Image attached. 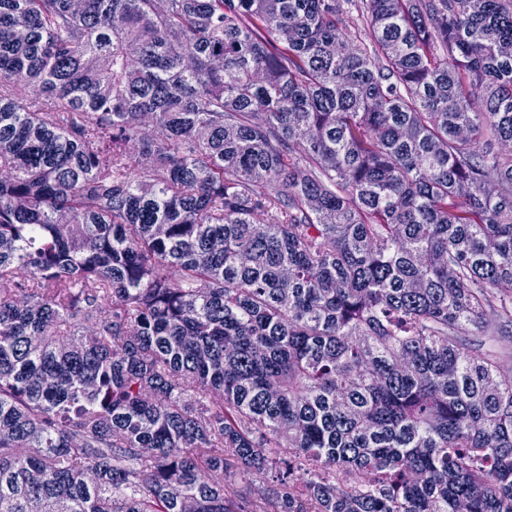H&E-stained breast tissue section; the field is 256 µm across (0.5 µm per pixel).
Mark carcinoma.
<instances>
[{
	"instance_id": "obj_1",
	"label": "carcinoma",
	"mask_w": 512,
	"mask_h": 512,
	"mask_svg": "<svg viewBox=\"0 0 512 512\" xmlns=\"http://www.w3.org/2000/svg\"><path fill=\"white\" fill-rule=\"evenodd\" d=\"M507 144L512 0H0V512H512Z\"/></svg>"
}]
</instances>
